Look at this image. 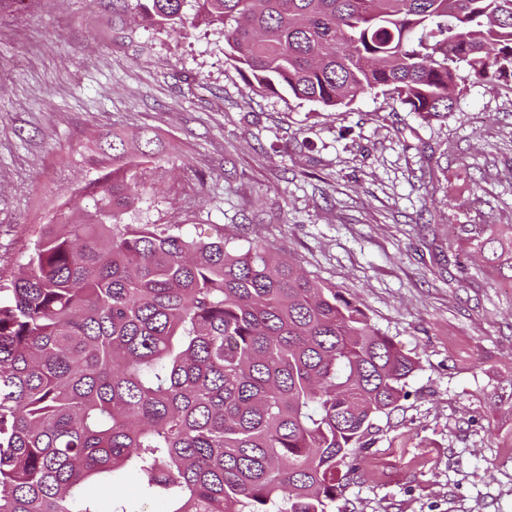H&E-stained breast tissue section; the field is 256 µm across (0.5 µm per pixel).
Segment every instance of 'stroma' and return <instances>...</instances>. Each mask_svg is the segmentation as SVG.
I'll return each instance as SVG.
<instances>
[{
  "label": "stroma",
  "mask_w": 512,
  "mask_h": 512,
  "mask_svg": "<svg viewBox=\"0 0 512 512\" xmlns=\"http://www.w3.org/2000/svg\"><path fill=\"white\" fill-rule=\"evenodd\" d=\"M135 5L0 0V281L92 210L104 137L149 136L153 191L125 223L285 250L416 361L340 506L512 512V281L472 236L512 224V81L464 77L438 116L379 90L326 109L259 92L196 0L177 31Z\"/></svg>",
  "instance_id": "35a3bbf8"
}]
</instances>
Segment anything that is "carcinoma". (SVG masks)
I'll use <instances>...</instances> for the list:
<instances>
[{
    "mask_svg": "<svg viewBox=\"0 0 512 512\" xmlns=\"http://www.w3.org/2000/svg\"><path fill=\"white\" fill-rule=\"evenodd\" d=\"M184 25V0H136ZM258 89L368 90L452 112L458 69L512 79V0H196ZM95 211L43 225L0 282V512H336L416 361L361 305L264 246L124 224L153 152L125 141ZM512 275V224L477 240Z\"/></svg>",
    "mask_w": 512,
    "mask_h": 512,
    "instance_id": "1",
    "label": "carcinoma"
}]
</instances>
